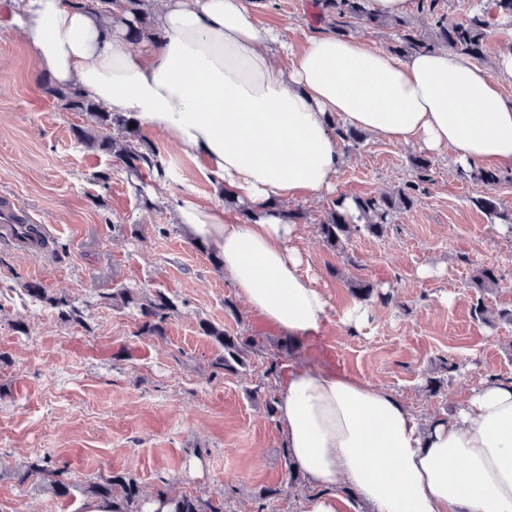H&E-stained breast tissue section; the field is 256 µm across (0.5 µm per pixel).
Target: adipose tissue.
I'll return each instance as SVG.
<instances>
[{
	"mask_svg": "<svg viewBox=\"0 0 512 512\" xmlns=\"http://www.w3.org/2000/svg\"><path fill=\"white\" fill-rule=\"evenodd\" d=\"M254 0H162L163 42L130 51L116 0H0L38 67L112 112L183 147L215 193L178 220L213 244L237 295L288 336L318 333L329 302L306 271L285 202L332 193L343 164L335 120L396 144L452 152L469 170L512 165V53L499 78L454 50L406 58L331 33L285 50L252 17ZM285 50L287 65L272 55ZM286 446L314 486L302 512H512V378H487L448 417L424 424L398 396L334 373L292 369L276 401ZM347 485L355 495L337 493Z\"/></svg>",
	"mask_w": 512,
	"mask_h": 512,
	"instance_id": "1",
	"label": "adipose tissue"
}]
</instances>
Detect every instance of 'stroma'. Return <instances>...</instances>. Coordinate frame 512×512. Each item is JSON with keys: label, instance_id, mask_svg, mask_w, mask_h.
<instances>
[{"label": "stroma", "instance_id": "1", "mask_svg": "<svg viewBox=\"0 0 512 512\" xmlns=\"http://www.w3.org/2000/svg\"><path fill=\"white\" fill-rule=\"evenodd\" d=\"M263 2L257 21L291 47L329 28L317 0ZM479 9L493 15L494 0H421L408 20L427 31L437 15L461 20ZM510 51L512 21L493 15L481 67L497 75ZM49 77L20 37L0 29V192L51 229L45 256L0 245V512H84L83 486L110 471L132 473L148 495L166 482L178 492L223 496L224 512H299L314 488L289 484L283 432L255 392L266 357L253 355L237 374L216 371L222 349L204 335V322L269 347L288 345L289 365L313 370L322 366L321 342L331 341L349 376L392 390L422 421L455 410L488 376L512 377V324L472 317L479 299L494 314L512 310V225L476 204L491 195L512 209V167L497 168L498 182L484 184L461 174L451 154L433 157L414 206L383 236L354 235L339 253L317 232L337 198L402 187L423 153L371 134L346 149L335 192L289 204L302 214L299 244L330 304L319 335L291 339L249 311L213 266V245L177 223V197H212L196 160L144 133L166 175L148 176L137 196L112 157L77 141L75 128L94 120L45 95ZM485 267L498 286L481 297L466 283ZM357 279L377 295L366 302L368 323L354 332L340 318L357 303L350 290ZM29 282L87 306L85 326L29 301ZM122 287L174 301L165 335H138L135 312L107 302ZM228 299L234 309L225 308ZM447 357L459 371L444 369ZM430 377L442 380L439 393L428 391ZM44 454L67 466L69 497L14 480L19 466ZM270 488L274 496L265 497Z\"/></svg>", "mask_w": 512, "mask_h": 512}]
</instances>
